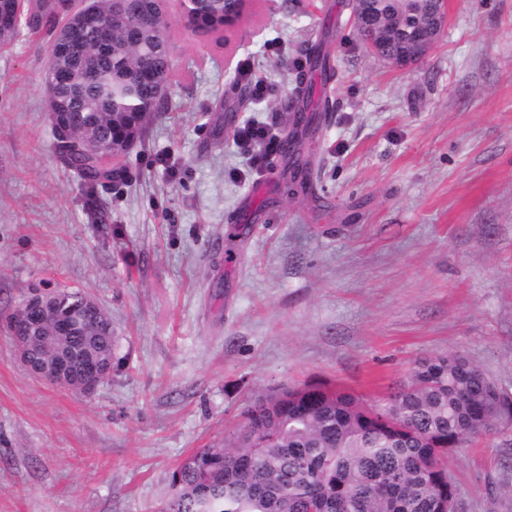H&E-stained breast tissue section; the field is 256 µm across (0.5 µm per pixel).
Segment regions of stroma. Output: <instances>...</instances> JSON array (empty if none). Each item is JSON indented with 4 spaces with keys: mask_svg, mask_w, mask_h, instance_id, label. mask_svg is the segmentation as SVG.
<instances>
[{
    "mask_svg": "<svg viewBox=\"0 0 512 512\" xmlns=\"http://www.w3.org/2000/svg\"><path fill=\"white\" fill-rule=\"evenodd\" d=\"M163 8L176 77L128 181L106 188L58 161L43 35L0 50V512H159L172 472L276 385L374 401L457 351L512 396V0H448L438 43L403 72L367 54L347 0L255 5L225 46L187 30L179 0ZM320 30L334 109L314 189L292 197L237 135L283 133ZM43 284L112 319L92 394L16 354L6 323ZM448 471L463 512H512V424Z\"/></svg>",
    "mask_w": 512,
    "mask_h": 512,
    "instance_id": "35a3bbf8",
    "label": "stroma"
}]
</instances>
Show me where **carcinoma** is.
<instances>
[{
  "label": "carcinoma",
  "instance_id": "1",
  "mask_svg": "<svg viewBox=\"0 0 512 512\" xmlns=\"http://www.w3.org/2000/svg\"><path fill=\"white\" fill-rule=\"evenodd\" d=\"M379 6L394 19L370 38L390 55L406 51L416 15L402 0ZM81 14L77 0H22L13 35L5 48L28 34L44 32L56 69L55 122L50 124L61 165L93 189L125 178L127 153L120 139L132 127L145 136L156 104L153 85L140 78L148 64L159 71L171 60L154 41L166 35L163 0H147L139 18L141 41H129L124 28L103 44L87 29L83 42L63 34ZM205 30L223 31L224 0H211L196 17ZM335 66L318 42L309 48V69L298 78L302 97L288 102L290 146L286 192L294 182L311 185L312 163L300 137L315 135L318 112L329 109L326 86ZM51 304L54 311L26 328L30 359L37 365H66L69 385L82 381V363L95 357L112 365V322L89 310L82 291L33 287L13 316ZM57 316L82 317L75 332L59 333ZM240 421L224 438L197 449L171 475V493L162 512H460L456 487L448 475V456L476 438L512 422V399L477 365L459 352L434 354L416 362L408 382L367 403L336 387L285 386L247 402Z\"/></svg>",
  "mask_w": 512,
  "mask_h": 512
}]
</instances>
